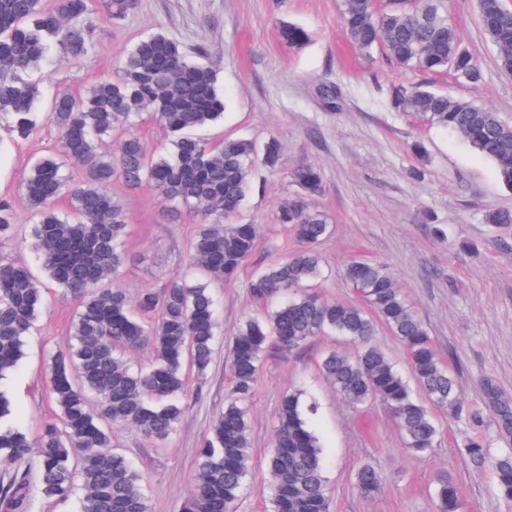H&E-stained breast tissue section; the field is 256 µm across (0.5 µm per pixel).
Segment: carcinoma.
Segmentation results:
<instances>
[{
  "instance_id": "obj_1",
  "label": "carcinoma",
  "mask_w": 512,
  "mask_h": 512,
  "mask_svg": "<svg viewBox=\"0 0 512 512\" xmlns=\"http://www.w3.org/2000/svg\"><path fill=\"white\" fill-rule=\"evenodd\" d=\"M94 0H0V115L12 118L11 133L30 137L37 128L38 92L28 76L57 50L75 59L88 48L89 31L78 20ZM119 21L136 9L135 0H102ZM485 38L497 50L500 71L512 76V13L501 0H477ZM340 22L354 47L369 55L376 48L397 65L429 73L452 72L459 82L479 85L484 76L448 14L447 0H392L381 11L374 0H343ZM290 47L308 33L281 27ZM397 112L420 114L456 134L492 160L512 190V120L476 100L458 99L421 85L397 84L386 93ZM148 114L168 134L169 148L157 153L137 132ZM224 115V93L212 65L191 57L179 43L156 33L140 39L124 56L118 73L79 95L54 98L47 119L59 133V152L40 160L24 182L32 209V246L43 270L78 304L73 343L53 356L50 387L59 419L29 436L10 423L12 409L0 392V463L11 470L0 479V512H34L33 490L46 499L78 496L80 512H148L141 476L112 449L107 425L121 424L150 442L175 431L185 408V365L202 376L216 340L214 298L208 284L174 276L155 290L130 297L117 281L129 260L124 237L129 216L106 187H150L169 202L194 208L204 223L192 244L189 265L207 278L231 282L255 251L260 225L240 220L252 191L257 165L274 171L282 145L269 138L262 147L250 139L224 136L212 143L200 131ZM79 164L83 177L71 179L63 161ZM296 187L281 205L278 221L292 228L301 248L286 259L272 257L250 284L257 303L289 296L263 318L238 329L229 353L230 397L213 422L199 453L184 512H233L251 467L247 401L268 352H293L311 339L334 332L362 345L354 357L327 352L323 377L353 406L381 402L393 415L407 450L421 456L434 448L438 429L434 406L469 424L482 421L465 402L456 378L438 358L421 320L383 266L355 260L344 279L370 307L328 302L309 292L321 276L318 245L329 233L327 216L314 205L323 192L319 169L297 164L288 171ZM70 200L64 214L55 203ZM488 224L511 225L512 209L489 210ZM14 205L0 198V237L13 235ZM30 266L0 262V377L19 363L24 337L43 304ZM402 344L416 396L390 359L372 344L376 322ZM148 346L151 367L133 369L125 353ZM483 396L496 431L512 437V398L489 379ZM268 459L272 512H330L324 448L310 428L300 394L282 397ZM492 467L499 492L512 499V448ZM384 477L370 463L355 473L366 498L377 494ZM438 512H460L459 489L443 473L437 479Z\"/></svg>"
}]
</instances>
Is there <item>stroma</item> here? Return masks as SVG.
<instances>
[{
  "label": "stroma",
  "instance_id": "35a3bbf8",
  "mask_svg": "<svg viewBox=\"0 0 512 512\" xmlns=\"http://www.w3.org/2000/svg\"><path fill=\"white\" fill-rule=\"evenodd\" d=\"M341 6V0H138L135 12L116 22L96 5L82 19L89 30L87 52L60 65L45 63L35 74L42 113L56 94L82 92L112 76L124 50L160 32L189 55L208 57L216 69L224 119L204 130V137L234 135L260 144L273 136L282 144L280 171L257 172L241 215L261 226L255 254L232 284L210 285L218 318L213 361L204 378L190 376L186 411L175 433L153 444L132 429H112L113 448L142 476L149 512H182L200 443L230 389L225 369L230 341L246 317L264 311L252 301L249 281L268 248L289 253L296 247L276 214L293 190L286 171L301 161L321 171L324 192L316 205L330 224L313 292L332 302H357L343 278L344 265L353 259L382 263L467 401L483 408L486 377L512 396V225L484 221L488 210L512 209V190L501 183L491 161L455 135L384 105L391 84L416 75L382 53L359 55L339 24ZM448 14L484 81L472 87L436 74L426 76L427 86L477 99L512 119V76L497 67V52L479 27L476 0H448ZM284 21L307 30L309 42L299 48L284 44L279 34ZM327 84L341 90L337 107L320 95ZM10 122V116L0 117V196L12 200L17 226L12 237L0 238V259L22 258L35 267L36 254L22 246L32 227L22 183L34 162L53 152L56 135L43 123L18 141L7 131ZM417 143L423 154L415 153ZM112 191L129 214V261L120 287L134 295L184 273L200 215L161 202L146 187L116 185ZM38 278L48 303L26 338L17 368L0 380L16 424L30 434L58 411L49 391V365L53 354L71 343L75 313L74 302L46 273ZM333 349L354 354L359 346L326 334L288 357L268 356L249 401L251 472L235 512H271V435L279 401L294 389L315 408L308 421L326 454L330 512H436V478L443 472L455 479L463 512H512V500L501 496L490 464L464 451L467 437L476 435L487 437L493 456L512 445L498 437L492 419L472 427L433 410L436 446L427 456H414L381 403L352 407L323 378L320 359ZM364 463L385 475L383 489L371 499L354 485L355 471Z\"/></svg>",
  "mask_w": 512,
  "mask_h": 512
}]
</instances>
